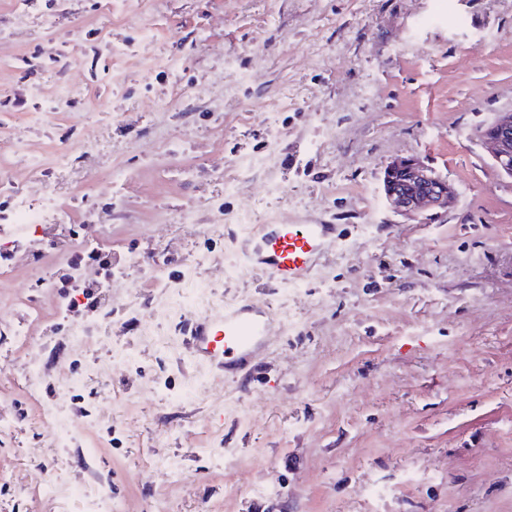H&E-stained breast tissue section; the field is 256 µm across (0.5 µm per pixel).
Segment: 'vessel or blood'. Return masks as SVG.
Returning <instances> with one entry per match:
<instances>
[{
  "label": "vessel or blood",
  "instance_id": "obj_1",
  "mask_svg": "<svg viewBox=\"0 0 512 512\" xmlns=\"http://www.w3.org/2000/svg\"><path fill=\"white\" fill-rule=\"evenodd\" d=\"M335 234L332 224H261L246 239L244 263L274 282L301 284L310 280ZM269 325L265 311L241 304L225 308L214 319L192 323L189 334L198 362L236 372L252 363Z\"/></svg>",
  "mask_w": 512,
  "mask_h": 512
}]
</instances>
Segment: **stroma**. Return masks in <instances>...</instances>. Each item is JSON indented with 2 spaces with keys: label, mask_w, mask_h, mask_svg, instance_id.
Segmentation results:
<instances>
[{
  "label": "stroma",
  "mask_w": 512,
  "mask_h": 512,
  "mask_svg": "<svg viewBox=\"0 0 512 512\" xmlns=\"http://www.w3.org/2000/svg\"><path fill=\"white\" fill-rule=\"evenodd\" d=\"M435 8L0 0V224L49 194L113 270L148 262L90 306L68 243L0 259V324L31 334H0V512H81L45 492L58 472L123 512H512V177L476 138L512 109V0ZM411 156L448 212L387 206ZM244 214L336 225L314 278L244 268ZM186 280L206 317L269 311L253 371L197 364L164 314Z\"/></svg>",
  "instance_id": "35a3bbf8"
}]
</instances>
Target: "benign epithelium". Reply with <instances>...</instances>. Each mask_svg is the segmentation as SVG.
<instances>
[{
  "mask_svg": "<svg viewBox=\"0 0 512 512\" xmlns=\"http://www.w3.org/2000/svg\"><path fill=\"white\" fill-rule=\"evenodd\" d=\"M480 141L496 167L512 176V109L498 113L480 132ZM383 192L388 207L406 216L446 212L455 201L448 182L434 176L414 157L396 159L385 168Z\"/></svg>",
  "mask_w": 512,
  "mask_h": 512,
  "instance_id": "obj_1",
  "label": "benign epithelium"
}]
</instances>
